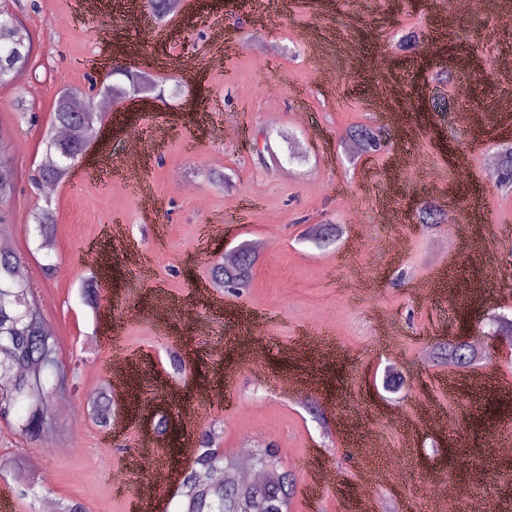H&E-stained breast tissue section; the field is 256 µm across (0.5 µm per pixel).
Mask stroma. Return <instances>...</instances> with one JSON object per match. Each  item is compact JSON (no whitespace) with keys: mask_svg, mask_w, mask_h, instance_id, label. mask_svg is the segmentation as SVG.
Masks as SVG:
<instances>
[{"mask_svg":"<svg viewBox=\"0 0 512 512\" xmlns=\"http://www.w3.org/2000/svg\"><path fill=\"white\" fill-rule=\"evenodd\" d=\"M75 5L0 0L34 39L25 79L0 86V151L17 184L7 228L70 372L64 397L45 395L56 449L0 421V496L11 512H43L49 500L129 512L148 438L123 412L133 400L176 426L158 447L167 479L153 512H181L179 486L212 426L224 453L245 438L277 449L288 512H354L360 502L367 512H438L452 485L460 502L512 512V460L481 467L512 435V417L483 410L487 389L512 380V342L473 366L481 388L440 386L447 366L427 361L459 317L483 335L487 315L512 317V192L483 168L505 139L453 120L458 106L491 112L512 97V75L497 68L512 35L491 31L512 0H486L449 25L444 0H191L159 29L137 0H112L119 22H71ZM128 62L150 64L163 99L104 113L85 155L45 193L33 175L60 92ZM19 99L34 119L20 118ZM366 126L382 148L357 159L346 146ZM159 127L166 136L129 172V189L92 176L96 159ZM268 139L281 146L272 170L257 162ZM425 202L445 222L417 225ZM46 206L57 219L47 248L32 221ZM114 220L124 231L111 238ZM325 222L341 227L337 242L302 240ZM397 236L406 247L390 266ZM256 238L272 248L248 287L202 292L225 250ZM91 243L107 253L104 273L86 265ZM120 355L126 384L103 427L89 399ZM393 365L407 377L394 394L382 386ZM288 376L306 392L280 391ZM386 449L388 470L358 495L363 459Z\"/></svg>","mask_w":512,"mask_h":512,"instance_id":"obj_1","label":"stroma"}]
</instances>
